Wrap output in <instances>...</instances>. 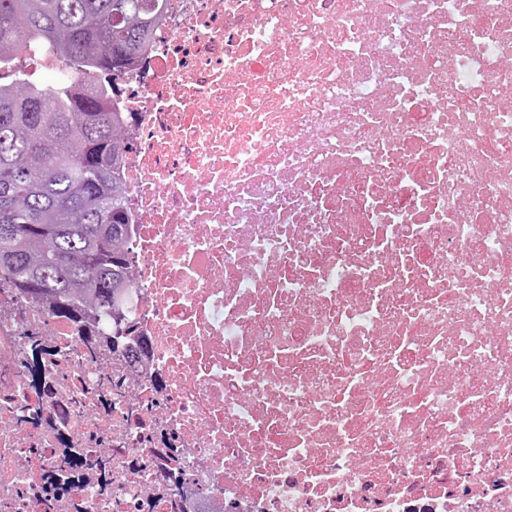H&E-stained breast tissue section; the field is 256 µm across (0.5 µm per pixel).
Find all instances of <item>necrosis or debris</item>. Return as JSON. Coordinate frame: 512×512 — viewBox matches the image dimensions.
Segmentation results:
<instances>
[{
    "label": "necrosis or debris",
    "instance_id": "obj_1",
    "mask_svg": "<svg viewBox=\"0 0 512 512\" xmlns=\"http://www.w3.org/2000/svg\"><path fill=\"white\" fill-rule=\"evenodd\" d=\"M163 4L111 88L149 348L0 289V512H512V0Z\"/></svg>",
    "mask_w": 512,
    "mask_h": 512
}]
</instances>
